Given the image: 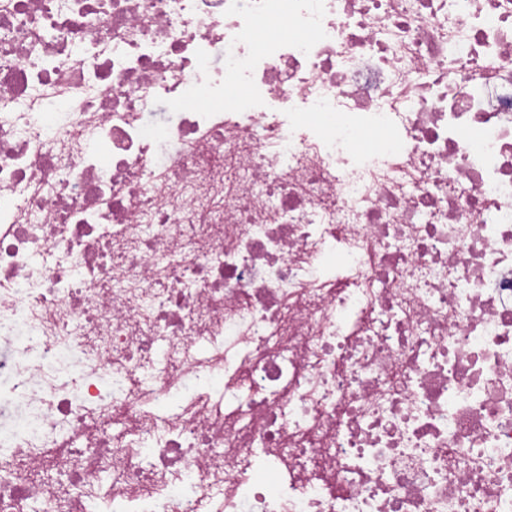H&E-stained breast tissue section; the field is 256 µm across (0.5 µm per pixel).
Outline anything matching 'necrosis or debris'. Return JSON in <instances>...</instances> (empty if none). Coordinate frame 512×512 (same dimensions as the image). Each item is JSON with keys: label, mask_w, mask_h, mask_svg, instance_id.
<instances>
[{"label": "necrosis or debris", "mask_w": 512, "mask_h": 512, "mask_svg": "<svg viewBox=\"0 0 512 512\" xmlns=\"http://www.w3.org/2000/svg\"><path fill=\"white\" fill-rule=\"evenodd\" d=\"M105 473L512 512V0H0V512Z\"/></svg>", "instance_id": "necrosis-or-debris-1"}]
</instances>
